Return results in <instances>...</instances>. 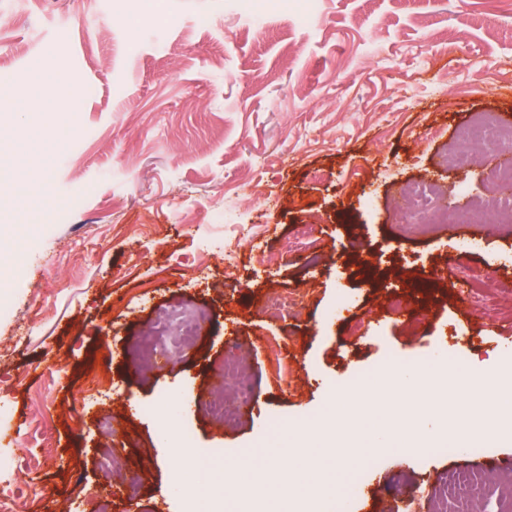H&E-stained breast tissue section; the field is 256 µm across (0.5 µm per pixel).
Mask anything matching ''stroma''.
<instances>
[{
	"label": "stroma",
	"mask_w": 512,
	"mask_h": 512,
	"mask_svg": "<svg viewBox=\"0 0 512 512\" xmlns=\"http://www.w3.org/2000/svg\"><path fill=\"white\" fill-rule=\"evenodd\" d=\"M250 1L163 0L175 25L134 28L143 0H0V73L19 78L0 84V501L22 512H95L104 495L110 512H179L182 461L147 413L162 399L196 448L253 449L272 418L291 440L373 385L389 354L512 357V221L434 230L399 211L413 182L438 184L441 209L492 196L501 145L477 165L441 157L476 113L512 125V0ZM55 102L68 111L39 116ZM461 276L484 279L496 318L457 295ZM415 283L422 302L393 314L388 294ZM294 291L284 316L260 310ZM181 300L210 318L144 371L125 345ZM231 362L254 409L227 430L197 404ZM370 455L371 496L349 512H437L436 481L467 471L485 477L476 512H512V446Z\"/></svg>",
	"instance_id": "stroma-1"
}]
</instances>
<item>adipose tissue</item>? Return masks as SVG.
Wrapping results in <instances>:
<instances>
[{"mask_svg": "<svg viewBox=\"0 0 512 512\" xmlns=\"http://www.w3.org/2000/svg\"><path fill=\"white\" fill-rule=\"evenodd\" d=\"M435 374L458 392L471 394L473 409L450 437L458 447L474 448L487 443L512 444V366L497 362L463 367L444 364Z\"/></svg>", "mask_w": 512, "mask_h": 512, "instance_id": "obj_1", "label": "adipose tissue"}]
</instances>
